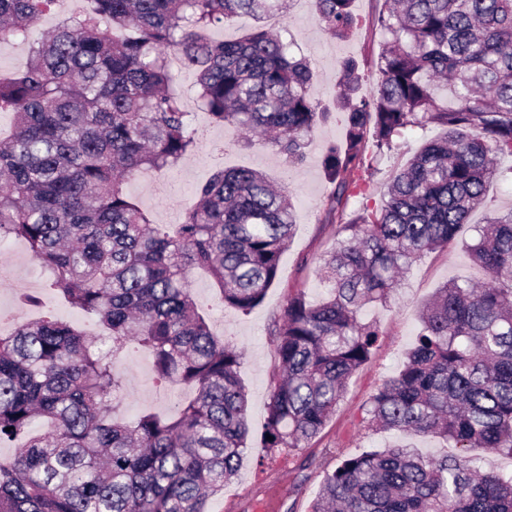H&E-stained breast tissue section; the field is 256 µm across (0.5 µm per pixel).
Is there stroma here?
Here are the masks:
<instances>
[{
  "label": "stroma",
  "instance_id": "stroma-1",
  "mask_svg": "<svg viewBox=\"0 0 512 512\" xmlns=\"http://www.w3.org/2000/svg\"><path fill=\"white\" fill-rule=\"evenodd\" d=\"M378 0H356L355 10L361 20L356 32L347 40L331 38L313 17V0H292L281 17L280 32L294 42L303 56L311 60L315 77L312 98L332 110L327 121L317 123L307 160L299 166H286L276 147L261 140L245 143L243 133L235 127L219 126L209 114L194 106L195 75L183 67H175L176 86L183 101L189 102V125L197 139L195 149L175 168L131 180L128 192L147 214L151 223L167 226L178 223L193 203L196 188L217 167L250 166L267 175L274 183H288L293 194L295 231L283 252L278 277L268 289L263 302L249 313L224 306L211 279L202 271L189 275L193 295L205 314L210 315L213 332L231 341L244 358L240 377L249 398L251 433L237 476L215 496L210 512H261L268 500H275L276 512H308L326 474L346 457L365 450L380 449L398 442L393 431L364 427L363 406L382 382L401 367L420 328L424 305L438 288L453 279H466L475 284L487 281L485 272L470 259L467 246L476 237L475 226L482 223L485 212L476 211L470 224L464 225L448 250L436 252L417 262L402 278L387 304L369 305L361 317L376 322L382 334L371 358L349 379L346 391L324 429L307 447L287 455L258 459L261 444L267 392L277 364L275 345L269 327L288 303L291 294L304 293L314 302L324 294L315 267L321 257L333 251L340 239L338 227L323 223L322 204L330 189L323 166L324 143L341 139L345 115L333 110L340 66L345 59H356L364 68L367 84H374L378 73L373 65L384 43L380 33L372 32L370 21L379 11ZM439 128L406 135L391 156L377 171L366 175L372 197H381L391 174L402 166L428 139L438 137ZM226 143L223 157H214L209 143ZM0 264L5 277L0 280V310L8 314L26 313L28 319L50 314L76 328L96 330L95 318L75 308L59 295L45 291L46 276L20 241H0ZM40 296L42 305L34 310H21L27 295ZM116 369L125 379L120 416L133 420L150 411L171 414L175 403L189 396L188 388L171 384L159 387L155 379L149 351L132 348L120 355Z\"/></svg>",
  "mask_w": 512,
  "mask_h": 512
}]
</instances>
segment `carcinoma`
Wrapping results in <instances>:
<instances>
[{"label":"carcinoma","instance_id":"carcinoma-1","mask_svg":"<svg viewBox=\"0 0 512 512\" xmlns=\"http://www.w3.org/2000/svg\"><path fill=\"white\" fill-rule=\"evenodd\" d=\"M283 2L88 0L33 39L55 0H0V43L30 40L25 65L0 81V112L14 123L0 138V240L23 241L47 287L105 328L45 316L0 335V445L21 448L0 459V512H209L237 474L250 432L242 353L215 336L188 276L206 270L228 306L261 304L293 234L290 190L255 169L219 168L162 232L126 184L194 147L174 49L214 123L271 137L290 167L305 161L328 112L309 94L310 61L263 25ZM315 13L338 40L360 23L355 0H315ZM242 17L256 26L236 40L203 36ZM372 27L385 38L376 86L365 93L359 63L342 62L345 133L324 147L334 185L325 214L345 234L317 266L328 294L288 298L270 330L267 457L320 433L380 336L361 310L448 247L504 176L496 159L512 157V0H382ZM430 125L442 136L393 171L379 200L364 199L355 174ZM475 229L469 256L489 280L437 290L402 368L363 416L457 453L435 459L396 443L348 457L310 512H512V474L472 454L512 456V210ZM132 345L151 353L160 382L194 389L173 415H115L124 379L113 362Z\"/></svg>","mask_w":512,"mask_h":512}]
</instances>
